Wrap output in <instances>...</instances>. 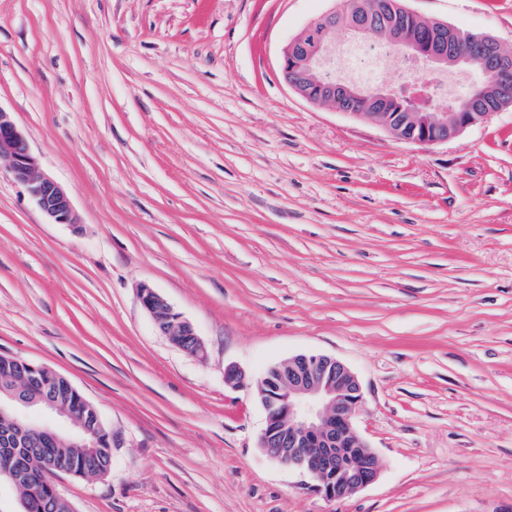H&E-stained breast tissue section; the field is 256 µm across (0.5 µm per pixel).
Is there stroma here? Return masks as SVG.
I'll return each mask as SVG.
<instances>
[{"mask_svg":"<svg viewBox=\"0 0 512 512\" xmlns=\"http://www.w3.org/2000/svg\"><path fill=\"white\" fill-rule=\"evenodd\" d=\"M332 0H0V108L79 221L0 166V355L112 433L75 512H512V108L438 145L291 91L281 52ZM512 48V0H411ZM386 89L474 70L391 63ZM204 359L156 330L142 285ZM323 353L359 377L377 480L342 500L258 446L255 383ZM250 384L224 383L227 364ZM139 301L151 317L158 332L177 349L193 358L204 356V344L192 324L175 312L169 302L148 285H142Z\"/></svg>","mask_w":512,"mask_h":512,"instance_id":"1","label":"stroma"}]
</instances>
